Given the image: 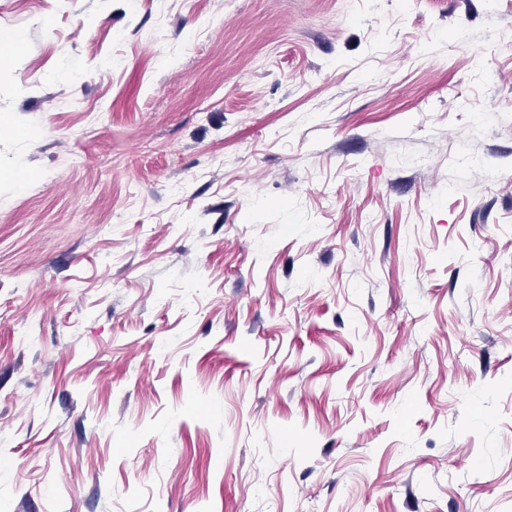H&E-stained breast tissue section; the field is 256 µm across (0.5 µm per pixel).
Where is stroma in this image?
Masks as SVG:
<instances>
[{
	"mask_svg": "<svg viewBox=\"0 0 512 512\" xmlns=\"http://www.w3.org/2000/svg\"><path fill=\"white\" fill-rule=\"evenodd\" d=\"M1 31L0 512H512V0Z\"/></svg>",
	"mask_w": 512,
	"mask_h": 512,
	"instance_id": "1",
	"label": "stroma"
}]
</instances>
